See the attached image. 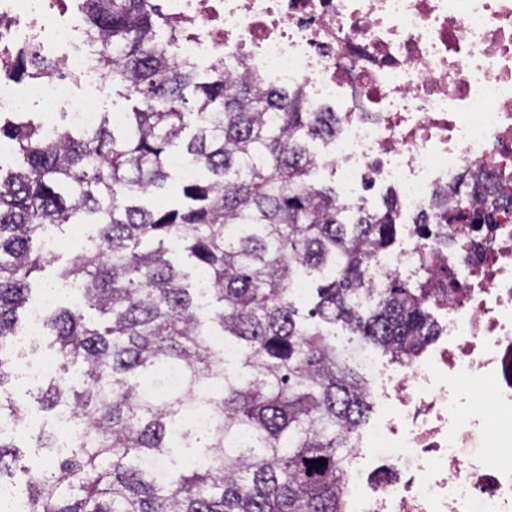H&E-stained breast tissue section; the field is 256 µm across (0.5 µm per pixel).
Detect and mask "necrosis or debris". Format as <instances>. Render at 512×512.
Here are the masks:
<instances>
[{
  "mask_svg": "<svg viewBox=\"0 0 512 512\" xmlns=\"http://www.w3.org/2000/svg\"><path fill=\"white\" fill-rule=\"evenodd\" d=\"M178 55L207 56L226 74L302 87L316 107L339 104L341 131L316 154L345 196L359 186L392 190L402 239L373 257L371 288L447 270L456 284L434 303L436 334L420 353L376 368L370 392L381 415L354 450L346 512H512V427L462 419L469 377L512 415V207L491 233L456 234L452 249L415 224L434 202L473 205L458 192L472 169L512 195V0H165ZM69 0H0V112L22 107L7 74L18 50L45 53L81 38ZM50 119L70 105L90 128L99 110L73 104L65 80L34 90ZM491 436L494 452L461 449Z\"/></svg>",
  "mask_w": 512,
  "mask_h": 512,
  "instance_id": "obj_1",
  "label": "necrosis or debris"
}]
</instances>
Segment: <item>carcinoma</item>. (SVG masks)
<instances>
[{"instance_id": "obj_1", "label": "carcinoma", "mask_w": 512, "mask_h": 512, "mask_svg": "<svg viewBox=\"0 0 512 512\" xmlns=\"http://www.w3.org/2000/svg\"><path fill=\"white\" fill-rule=\"evenodd\" d=\"M81 8L96 66L130 103L123 122L58 126L51 140L41 124L0 122L21 159L0 165V418L26 419L9 343L31 278L56 261L47 237L93 225L59 271L86 284L81 299L44 309L55 368L36 396L83 428L64 451L55 431L37 435L49 466L26 470L28 512H345L352 436L371 406L336 325L413 356L434 336L429 300L448 289L391 279L371 295L366 266L393 244L396 208L369 211L312 180L308 142L336 138V113L312 111L297 87L201 75L162 36L155 0ZM9 74L71 77L29 50ZM177 173V203L143 204ZM509 203L488 187L481 209L435 218L474 231ZM172 240L204 287L171 263ZM19 462L17 438L1 435L0 485Z\"/></svg>"}]
</instances>
